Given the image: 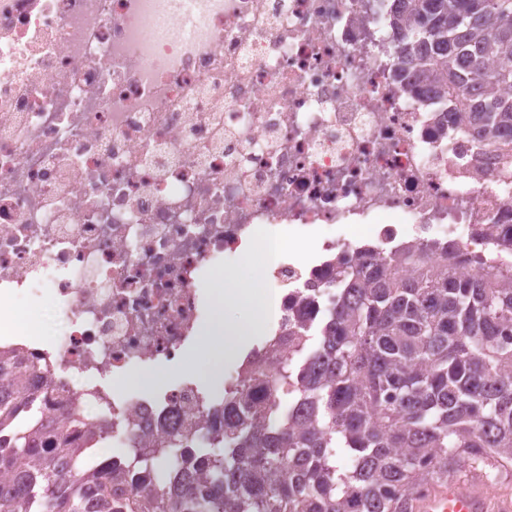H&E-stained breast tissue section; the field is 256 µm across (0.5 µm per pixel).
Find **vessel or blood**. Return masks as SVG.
I'll list each match as a JSON object with an SVG mask.
<instances>
[{
	"mask_svg": "<svg viewBox=\"0 0 512 512\" xmlns=\"http://www.w3.org/2000/svg\"><path fill=\"white\" fill-rule=\"evenodd\" d=\"M415 508L417 512H512V501H494L478 482L456 480L419 496Z\"/></svg>",
	"mask_w": 512,
	"mask_h": 512,
	"instance_id": "obj_1",
	"label": "vessel or blood"
}]
</instances>
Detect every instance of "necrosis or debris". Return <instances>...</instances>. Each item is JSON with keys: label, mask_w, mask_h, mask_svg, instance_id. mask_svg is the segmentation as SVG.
Listing matches in <instances>:
<instances>
[{"label": "necrosis or debris", "mask_w": 512, "mask_h": 512, "mask_svg": "<svg viewBox=\"0 0 512 512\" xmlns=\"http://www.w3.org/2000/svg\"><path fill=\"white\" fill-rule=\"evenodd\" d=\"M392 0H0V316L62 321L37 395L129 453L224 434L246 365L297 407L293 331L317 327L348 224L377 253L433 241L500 260L512 160L394 78ZM259 296L237 286L269 233ZM249 301L251 322L226 305ZM263 342L249 363L238 337Z\"/></svg>", "instance_id": "obj_1"}]
</instances>
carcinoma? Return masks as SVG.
Listing matches in <instances>:
<instances>
[{
	"mask_svg": "<svg viewBox=\"0 0 512 512\" xmlns=\"http://www.w3.org/2000/svg\"><path fill=\"white\" fill-rule=\"evenodd\" d=\"M396 76L431 77L448 107L512 151V0H396ZM466 262L468 277L456 273ZM336 298L299 327L300 405L267 389L224 407V446L174 454L184 483L155 487L139 454L86 470L107 430L39 416L35 370L0 348V502L9 512H413L448 480L512 482V260L455 245L336 261ZM80 471L61 479L65 457Z\"/></svg>",
	"mask_w": 512,
	"mask_h": 512,
	"instance_id": "obj_1",
	"label": "carcinoma"
}]
</instances>
